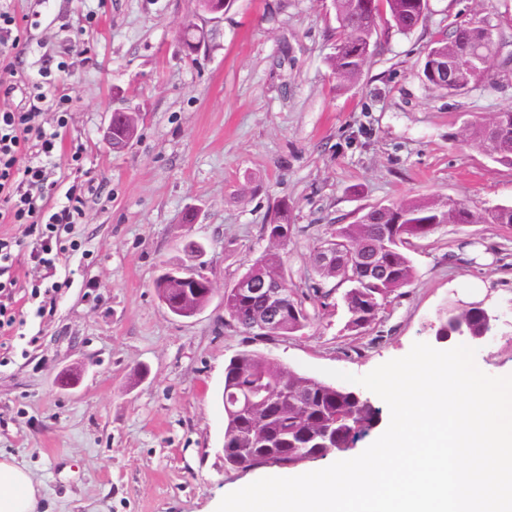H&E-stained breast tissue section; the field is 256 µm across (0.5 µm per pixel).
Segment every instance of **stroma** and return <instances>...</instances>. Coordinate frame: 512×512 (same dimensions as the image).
<instances>
[{
    "mask_svg": "<svg viewBox=\"0 0 512 512\" xmlns=\"http://www.w3.org/2000/svg\"><path fill=\"white\" fill-rule=\"evenodd\" d=\"M22 49L10 108L30 109L32 81L65 64L73 103L52 174L83 189L75 252L30 259L19 224L16 323L0 335V453L42 488L39 512H213L260 471L224 466V368L238 352L269 355L310 376L364 375L435 344L438 309L476 303L499 320L475 362L512 375V224H443L414 240L415 274L363 332L313 248L377 204L443 198L480 210L512 205V169L470 147L467 124L512 110V0H430L412 32H382L360 78L342 87L327 60L331 0H234L224 14L196 0H11ZM490 15L506 67L448 94L427 84L431 43ZM201 35L195 52L186 26ZM138 112L122 151L103 138L114 108ZM82 150L84 166L67 156ZM287 207L289 284L329 291L300 331L255 340L224 319V291L270 246L265 224ZM193 223H186V214ZM200 264L209 303L181 317L160 303L162 264ZM70 278L49 314L31 281Z\"/></svg>",
    "mask_w": 512,
    "mask_h": 512,
    "instance_id": "1",
    "label": "stroma"
}]
</instances>
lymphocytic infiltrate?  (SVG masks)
I'll return each instance as SVG.
<instances>
[{
  "label": "lymphocytic infiltrate",
  "instance_id": "lymphocytic-infiltrate-1",
  "mask_svg": "<svg viewBox=\"0 0 512 512\" xmlns=\"http://www.w3.org/2000/svg\"><path fill=\"white\" fill-rule=\"evenodd\" d=\"M33 98L56 110L57 127L46 130L36 110L0 108V223L24 225L36 240L31 255L39 258L56 249H77L66 234L82 223L85 212L84 200L74 190L54 201L47 192L49 165L61 142L70 99L40 84L34 85ZM18 244L15 237L0 235V333L10 332L15 323L8 300L18 285L13 273Z\"/></svg>",
  "mask_w": 512,
  "mask_h": 512
}]
</instances>
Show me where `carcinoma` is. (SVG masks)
Returning a JSON list of instances; mask_svg holds the SVG:
<instances>
[{"mask_svg":"<svg viewBox=\"0 0 512 512\" xmlns=\"http://www.w3.org/2000/svg\"><path fill=\"white\" fill-rule=\"evenodd\" d=\"M339 38L328 57V66L342 85L355 82L372 55L379 28L386 24L407 33L423 23L428 0H332ZM499 69L498 43L480 40L479 26L460 25L429 47L423 73L428 85L448 94L462 93L472 85L491 81ZM470 142L494 162L512 169V110L497 113L489 122L469 126ZM512 224V205L473 210L462 202L408 200L370 207L355 222L338 224L318 247L336 248V263L316 267L322 279L337 280L348 288L342 301L348 314L346 327L361 332L369 328L389 299L412 280L414 268L406 253L409 241L424 237L440 224ZM264 233L276 246L264 252L245 272L267 277L282 272L280 248L288 245L293 225L284 204ZM378 257L384 276L375 281L354 282L358 265ZM285 306L273 327L261 326L262 298L224 290V315L252 338H271L304 328L311 319L308 300L327 297L320 288H293L283 280ZM160 301L169 311L195 304L184 298L188 287L157 280ZM443 318L466 323L480 334L491 333L474 309L448 307ZM224 466L254 471L292 469L311 459L347 448L362 432L375 429L381 410L359 390L333 385L283 367L275 359L255 351H242L224 368Z\"/></svg>","mask_w":512,"mask_h":512,"instance_id":"obj_1","label":"carcinoma"}]
</instances>
